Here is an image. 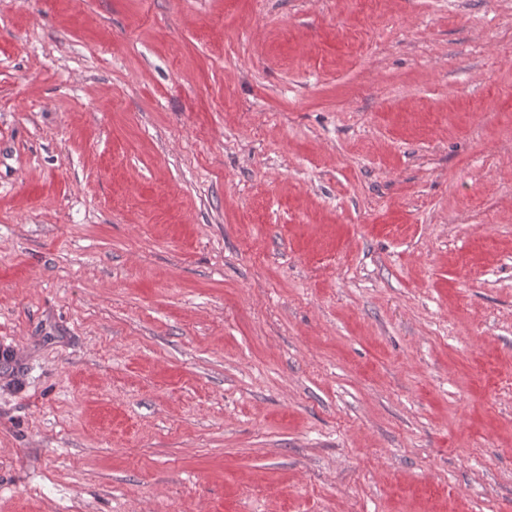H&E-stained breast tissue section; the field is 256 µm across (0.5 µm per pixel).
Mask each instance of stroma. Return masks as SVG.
Wrapping results in <instances>:
<instances>
[{
	"label": "stroma",
	"instance_id": "35a3bbf8",
	"mask_svg": "<svg viewBox=\"0 0 512 512\" xmlns=\"http://www.w3.org/2000/svg\"><path fill=\"white\" fill-rule=\"evenodd\" d=\"M0 512H512V0H0Z\"/></svg>",
	"mask_w": 512,
	"mask_h": 512
}]
</instances>
